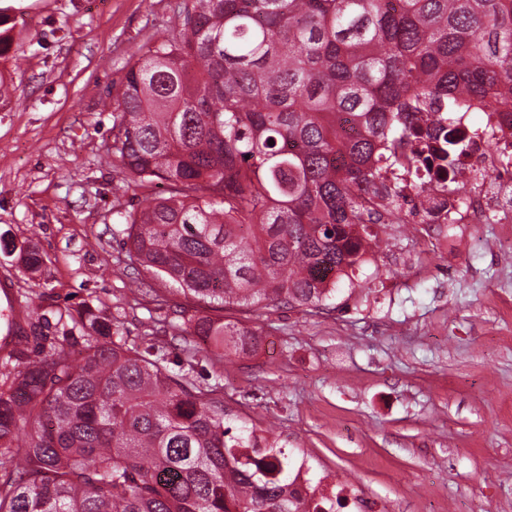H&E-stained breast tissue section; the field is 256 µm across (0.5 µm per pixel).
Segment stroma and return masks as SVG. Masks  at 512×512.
<instances>
[{
  "instance_id": "obj_1",
  "label": "stroma",
  "mask_w": 512,
  "mask_h": 512,
  "mask_svg": "<svg viewBox=\"0 0 512 512\" xmlns=\"http://www.w3.org/2000/svg\"><path fill=\"white\" fill-rule=\"evenodd\" d=\"M178 0H0L16 54L0 57V281L29 312L0 379L63 342L59 311L96 307L128 341L169 355L196 303L131 264L132 197L112 154L127 63L172 34ZM378 224L377 241L322 310L214 309L257 329L244 359L200 349L190 374L304 467L317 495L355 512H512V223ZM44 263L28 274L18 248Z\"/></svg>"
}]
</instances>
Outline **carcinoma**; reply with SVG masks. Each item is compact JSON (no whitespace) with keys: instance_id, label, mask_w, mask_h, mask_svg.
Listing matches in <instances>:
<instances>
[{"instance_id":"cac0c4a2","label":"carcinoma","mask_w":512,"mask_h":512,"mask_svg":"<svg viewBox=\"0 0 512 512\" xmlns=\"http://www.w3.org/2000/svg\"><path fill=\"white\" fill-rule=\"evenodd\" d=\"M176 20L112 101L122 189L168 184L121 233L210 308L325 305L365 262L373 212L401 209L380 161L453 171L454 114L512 109V0H182ZM59 322L80 357L62 346L0 382V512H334L189 380L195 348L172 360L87 304ZM182 331L238 357L260 344L200 313Z\"/></svg>"}]
</instances>
